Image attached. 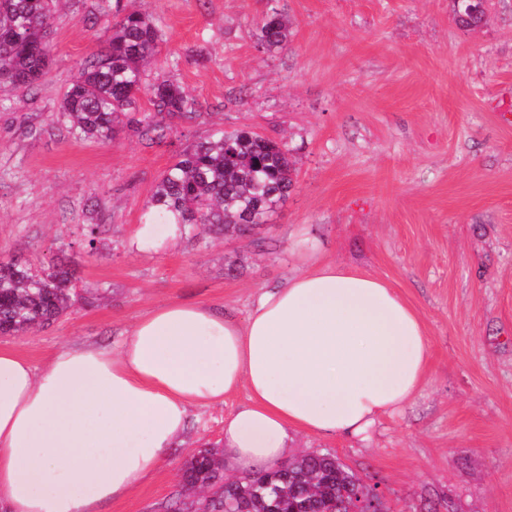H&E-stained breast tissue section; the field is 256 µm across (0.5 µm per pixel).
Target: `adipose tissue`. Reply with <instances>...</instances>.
Masks as SVG:
<instances>
[{
    "label": "adipose tissue",
    "mask_w": 512,
    "mask_h": 512,
    "mask_svg": "<svg viewBox=\"0 0 512 512\" xmlns=\"http://www.w3.org/2000/svg\"><path fill=\"white\" fill-rule=\"evenodd\" d=\"M246 319L151 308L119 348L62 346L43 368L0 349V512H104L182 441L191 409L243 388L224 419L232 473L286 460L294 432L366 439L426 377L422 318L385 280L308 253Z\"/></svg>",
    "instance_id": "obj_1"
}]
</instances>
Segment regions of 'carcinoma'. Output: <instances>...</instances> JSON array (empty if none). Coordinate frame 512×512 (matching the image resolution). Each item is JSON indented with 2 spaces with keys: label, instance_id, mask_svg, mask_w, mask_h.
<instances>
[{
  "label": "carcinoma",
  "instance_id": "1",
  "mask_svg": "<svg viewBox=\"0 0 512 512\" xmlns=\"http://www.w3.org/2000/svg\"><path fill=\"white\" fill-rule=\"evenodd\" d=\"M61 0H0V69L7 83L30 88L45 75L52 47L48 29ZM457 26L481 21L454 5ZM288 25L277 11L267 15L259 41L267 49L288 40ZM162 41L159 29L140 13L112 23L107 45L85 59L62 103L69 137L108 142L125 122L141 139L161 142L168 125L201 117L202 105L169 79L143 84V68ZM154 114L136 117L140 95ZM295 167L286 144L262 139L247 130L215 127L186 147L157 182L143 209L154 224H181L192 241L199 230L221 236L246 232L242 219L266 223L283 203L294 182ZM100 225L88 224L80 246L86 256L99 255ZM76 268L63 264L35 266L0 259V336H22L55 322L82 301L76 292ZM369 487L332 454L292 459L249 479L224 481L219 452L207 449L185 463L180 490L164 512H196L204 506L224 512V500L245 499L253 512H340Z\"/></svg>",
  "mask_w": 512,
  "mask_h": 512
}]
</instances>
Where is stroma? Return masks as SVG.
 <instances>
[{"mask_svg":"<svg viewBox=\"0 0 512 512\" xmlns=\"http://www.w3.org/2000/svg\"><path fill=\"white\" fill-rule=\"evenodd\" d=\"M149 16L163 42L146 82H178L200 123L164 143L129 130L70 140L60 104L104 46L114 9ZM291 36L266 50L270 9ZM54 52L34 90L0 82V258L73 262L98 288L50 326L0 336L44 367L67 341L119 347L151 306L203 302L246 318L258 292L302 272L300 252L388 281L422 318L424 383L369 440L294 433V456L332 453L388 512H512V0H489L467 32L453 0H64ZM286 142L295 186L251 238L204 235L157 253L129 242L152 188L211 126ZM87 224L105 227L94 258ZM246 400L192 411L182 444L106 512H161L185 461L216 445Z\"/></svg>","mask_w":512,"mask_h":512,"instance_id":"obj_1","label":"stroma"}]
</instances>
